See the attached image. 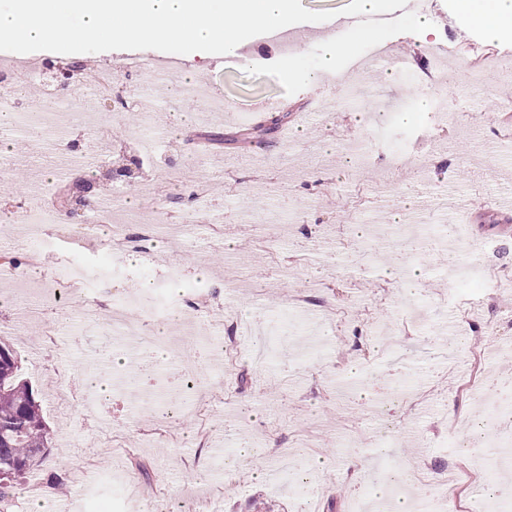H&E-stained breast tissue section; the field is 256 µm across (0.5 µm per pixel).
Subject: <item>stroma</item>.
<instances>
[{"label":"stroma","mask_w":512,"mask_h":512,"mask_svg":"<svg viewBox=\"0 0 512 512\" xmlns=\"http://www.w3.org/2000/svg\"><path fill=\"white\" fill-rule=\"evenodd\" d=\"M406 2L384 0L389 22L379 40L409 64L379 66L364 53L339 78L319 72L339 33L332 27L286 51L258 35L234 58L87 53L82 79L51 93L45 108L32 101L26 64L59 54H13L0 114L19 97L32 102L34 117L26 128L0 123V146L30 162L10 166L0 188L17 204L40 197L82 233L46 229L36 251L0 204V254L19 260L0 276V341L17 356L51 437L33 479L0 512H68L71 496L48 491L59 479L83 488L79 512H141L139 499L122 497L125 482L175 512H208L212 502L253 512L258 500L270 512H348L380 459L409 484L455 459L453 492L469 503L478 482L463 477L465 447L486 426L468 374L496 375L512 363V354L491 355L499 338L486 327L512 317V213L494 209L512 195V124L490 107L512 92V40L485 42L450 0L420 13ZM422 16L437 37L422 38ZM107 60L115 86L100 97L92 89ZM155 63L173 66L176 81L156 95L167 133L146 156L139 92ZM202 73L225 107L200 125L199 104L179 83ZM239 107L256 118L238 121ZM94 136L108 147L95 173L113 201L103 224L65 198L41 152L51 142L62 156L70 141ZM200 193L204 219L193 201ZM200 222L207 237L196 243L167 231ZM143 228L152 235L146 250L109 252L113 234ZM76 253L79 290L46 303ZM117 289L183 315L175 333L189 329L193 339L174 344L152 373L194 377L192 388L131 391L116 364L98 363L103 349L129 355L110 327ZM91 291L98 302L90 314ZM224 317L255 333L237 341L236 359L218 375L206 361L205 322ZM91 375L119 388L130 411L112 420L108 440L83 408ZM230 432L257 451L231 476Z\"/></svg>","instance_id":"1"}]
</instances>
